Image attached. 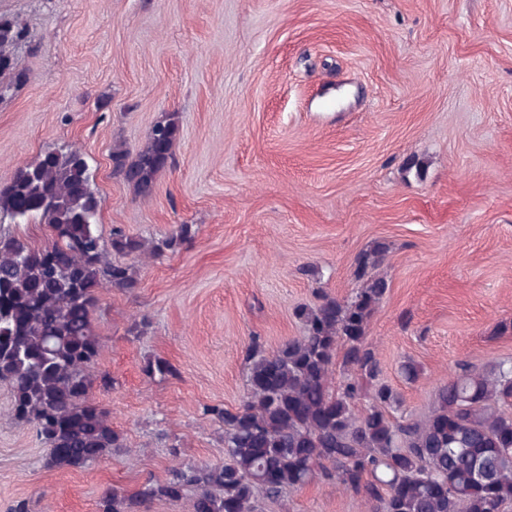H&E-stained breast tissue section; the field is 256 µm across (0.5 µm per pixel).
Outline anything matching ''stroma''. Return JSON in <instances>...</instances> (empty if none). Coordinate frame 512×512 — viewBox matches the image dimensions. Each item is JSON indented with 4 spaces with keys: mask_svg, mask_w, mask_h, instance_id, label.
<instances>
[{
    "mask_svg": "<svg viewBox=\"0 0 512 512\" xmlns=\"http://www.w3.org/2000/svg\"><path fill=\"white\" fill-rule=\"evenodd\" d=\"M0 18L27 32V80L0 99V184L74 146L103 235L196 229L91 312L111 380L91 398L123 450L47 467L0 385V512H96L107 492L223 460L203 408L239 406L251 336L270 351L300 336L296 308L350 298L377 242L388 290L367 340L400 416L427 415L458 364L512 358V0H0ZM166 116L175 162L141 196L113 177L112 149ZM158 358L177 376L148 375ZM368 510L317 479L263 505Z\"/></svg>",
    "mask_w": 512,
    "mask_h": 512,
    "instance_id": "stroma-1",
    "label": "stroma"
}]
</instances>
